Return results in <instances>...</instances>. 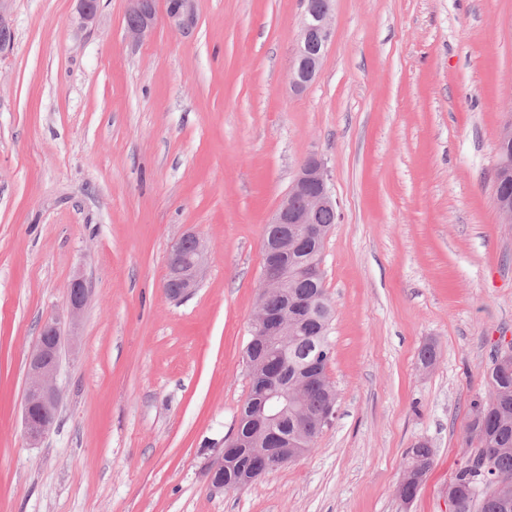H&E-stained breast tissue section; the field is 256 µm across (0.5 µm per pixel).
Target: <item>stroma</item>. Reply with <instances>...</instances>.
<instances>
[{"label": "stroma", "instance_id": "obj_1", "mask_svg": "<svg viewBox=\"0 0 512 512\" xmlns=\"http://www.w3.org/2000/svg\"><path fill=\"white\" fill-rule=\"evenodd\" d=\"M189 32L126 33V0H11L0 59V512H451L470 404L512 340V224L494 193L512 114V0H334L303 93V0H195ZM325 162L338 218L336 413L314 448L237 490L206 468L250 392L243 359L264 227L300 164ZM201 283L166 295L186 232ZM58 420L22 427L26 359L75 277ZM435 343L422 369L418 353ZM419 440L434 466L396 494ZM512 143V119H507L500 129L498 136L499 164L494 174V182L497 184L506 178L512 170V154L510 146ZM208 256L206 241L193 232L185 233L172 247L167 263L165 292L174 300H183L199 288ZM91 297V289L83 278H74L68 289V316L71 325V339L74 340L76 336V330L80 324L82 313L88 304Z\"/></svg>", "mask_w": 512, "mask_h": 512}]
</instances>
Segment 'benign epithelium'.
Listing matches in <instances>:
<instances>
[{"label":"benign epithelium","instance_id":"1","mask_svg":"<svg viewBox=\"0 0 512 512\" xmlns=\"http://www.w3.org/2000/svg\"><path fill=\"white\" fill-rule=\"evenodd\" d=\"M10 0H0V57L10 48L12 31L7 20ZM126 32L135 40L148 35L156 20V0H127ZM195 0H166V18L170 26L185 31L194 22ZM333 30L332 0H305L304 17L298 33V47L289 69V80L295 91L305 90L318 75ZM499 164L494 174L498 183L512 173V119L503 123L498 136ZM337 211L336 198L330 186L325 162L315 153L299 166L288 191L279 201L269 224L278 228L276 235L264 241L260 292L252 315L251 333L255 337L288 335V311L278 315L270 325L265 317L268 304L275 301L288 286V269L278 256L298 240L324 235L317 226L318 215ZM208 256L206 241L193 232L185 233L172 247L167 263L165 292L174 300H183L199 288ZM91 297L84 279H73L68 289V316L71 338H76L82 313ZM63 335L54 317L45 318L39 338L26 363L23 425L28 442L35 446L53 428L60 397L56 385ZM288 407V400L274 394L270 397L263 426L278 423ZM209 484L216 491L225 488L224 458L212 460L207 467Z\"/></svg>","mask_w":512,"mask_h":512}]
</instances>
